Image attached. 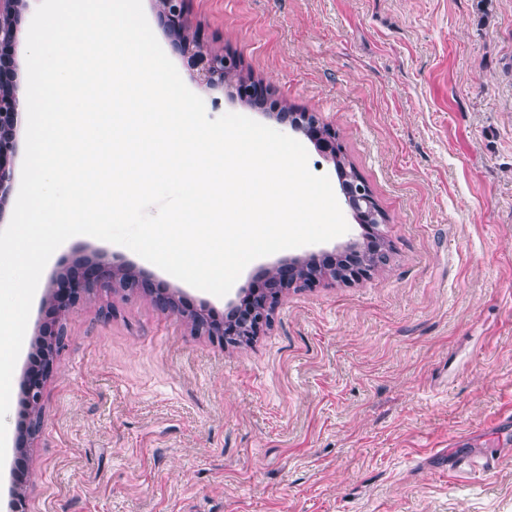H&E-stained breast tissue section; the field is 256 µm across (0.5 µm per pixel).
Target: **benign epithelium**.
I'll list each match as a JSON object with an SVG mask.
<instances>
[{"instance_id":"7a95c632","label":"benign epithelium","mask_w":512,"mask_h":512,"mask_svg":"<svg viewBox=\"0 0 512 512\" xmlns=\"http://www.w3.org/2000/svg\"><path fill=\"white\" fill-rule=\"evenodd\" d=\"M189 0H156L159 17L172 48L181 56L192 72L197 85L203 90L224 87V53L205 43L200 30L188 14ZM27 0H0V219L9 203L13 190L14 163L19 145V97L23 91L19 75L17 53L20 47L19 33L22 13ZM267 116L281 123L288 117L291 129L312 136L318 147L336 160V138L323 130L319 118L311 112H269ZM346 204L354 219L372 236H383L382 216L376 199L361 188L353 190ZM302 262L295 256L267 266L261 273L264 287L261 293L247 306L232 304L234 315L224 320H211L197 310L179 307L169 287L153 285L132 272H122V266L88 260L82 272L74 276H63L53 281L47 289L46 300L51 304L55 329L52 333L55 345L64 346L66 326L84 296L95 288H120L129 295L145 294L154 305L170 312L190 327L219 342H231L248 334L256 336L269 321L271 311L281 297L277 292L278 280H288L291 266ZM125 282H120L123 275ZM53 372V361L44 360L41 374L29 378L25 383L27 403V438H35L44 421L43 388L45 380Z\"/></svg>"}]
</instances>
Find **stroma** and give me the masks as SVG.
<instances>
[{
	"mask_svg": "<svg viewBox=\"0 0 512 512\" xmlns=\"http://www.w3.org/2000/svg\"><path fill=\"white\" fill-rule=\"evenodd\" d=\"M215 48L272 100L318 113L387 216L388 264L292 288L250 343L194 334L148 297L98 289L67 324L31 447L0 467V512H512V0H190ZM349 230L296 253L333 252ZM236 281L255 282L272 259ZM131 267L223 315L130 249L87 235L50 257L6 423L51 281ZM453 448L497 456L449 471Z\"/></svg>",
	"mask_w": 512,
	"mask_h": 512,
	"instance_id": "35a3bbf8",
	"label": "stroma"
}]
</instances>
